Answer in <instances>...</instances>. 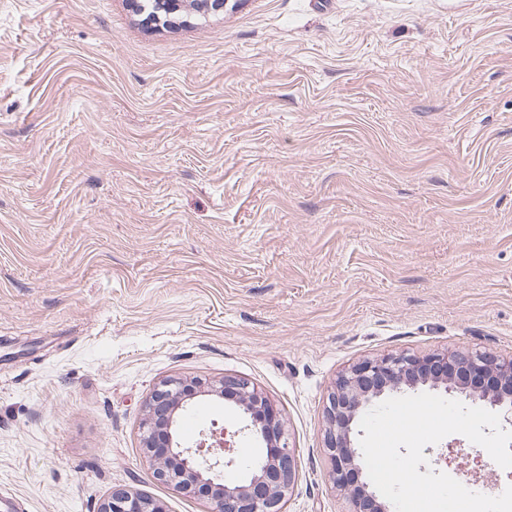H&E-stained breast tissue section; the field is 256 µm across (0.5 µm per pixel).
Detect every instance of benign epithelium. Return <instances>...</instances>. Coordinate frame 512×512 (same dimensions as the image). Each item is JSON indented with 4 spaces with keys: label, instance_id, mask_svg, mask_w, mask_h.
Listing matches in <instances>:
<instances>
[{
    "label": "benign epithelium",
    "instance_id": "7a95c632",
    "mask_svg": "<svg viewBox=\"0 0 512 512\" xmlns=\"http://www.w3.org/2000/svg\"><path fill=\"white\" fill-rule=\"evenodd\" d=\"M419 387L483 403L512 425V357L446 349L423 356L387 354L349 364L327 396L324 436L332 464L329 479L348 498L349 512H391V506L378 500L361 479L363 455L354 444L356 423L376 400ZM199 397L235 407L245 419L243 430L265 447L247 479L234 484L224 480V470L236 465L235 435L225 428L203 432L193 444L182 438L181 416L197 405ZM145 411L143 450L156 481L207 500L210 512H284L285 499L297 478V454L290 446L280 409L249 379L232 375L219 382L165 379L153 388ZM99 512L164 510L155 499L119 488Z\"/></svg>",
    "mask_w": 512,
    "mask_h": 512
}]
</instances>
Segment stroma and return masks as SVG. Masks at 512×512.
I'll list each match as a JSON object with an SVG mask.
<instances>
[{"label": "stroma", "instance_id": "obj_1", "mask_svg": "<svg viewBox=\"0 0 512 512\" xmlns=\"http://www.w3.org/2000/svg\"><path fill=\"white\" fill-rule=\"evenodd\" d=\"M512 356V0H0V494L98 512L154 481L144 405L243 376L285 512H348L325 400L366 357ZM423 453L492 496L459 434Z\"/></svg>", "mask_w": 512, "mask_h": 512}]
</instances>
